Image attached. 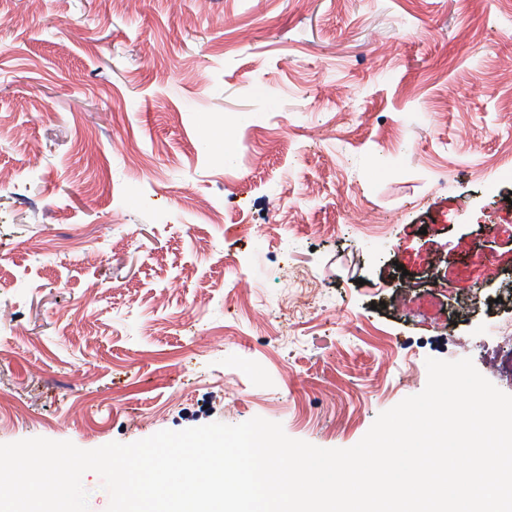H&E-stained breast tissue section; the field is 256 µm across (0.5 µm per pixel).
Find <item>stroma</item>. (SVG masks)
Returning <instances> with one entry per match:
<instances>
[{
	"label": "stroma",
	"mask_w": 512,
	"mask_h": 512,
	"mask_svg": "<svg viewBox=\"0 0 512 512\" xmlns=\"http://www.w3.org/2000/svg\"><path fill=\"white\" fill-rule=\"evenodd\" d=\"M509 130L512 0H0V443L512 394Z\"/></svg>",
	"instance_id": "obj_1"
}]
</instances>
